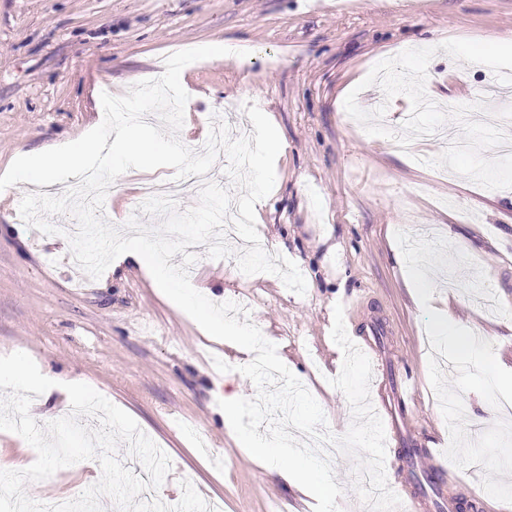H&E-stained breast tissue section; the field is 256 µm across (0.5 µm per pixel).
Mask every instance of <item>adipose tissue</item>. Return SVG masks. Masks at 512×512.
<instances>
[{
    "mask_svg": "<svg viewBox=\"0 0 512 512\" xmlns=\"http://www.w3.org/2000/svg\"><path fill=\"white\" fill-rule=\"evenodd\" d=\"M130 267L139 269L154 287L162 289L166 300L193 322L202 337L233 349L241 365L250 368L258 359L269 358L265 338L252 329L239 327L205 311L199 285L176 280L166 257L155 250L150 236L133 237L113 247L109 256L110 272ZM432 340L435 346L449 349L464 369L488 373V383L496 392L505 393L512 389V377L504 379L488 371V340L456 335L447 313H437L432 325Z\"/></svg>",
    "mask_w": 512,
    "mask_h": 512,
    "instance_id": "adipose-tissue-1",
    "label": "adipose tissue"
}]
</instances>
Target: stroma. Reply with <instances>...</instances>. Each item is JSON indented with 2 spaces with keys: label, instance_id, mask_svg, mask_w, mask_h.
<instances>
[{
  "label": "stroma",
  "instance_id": "35a3bbf8",
  "mask_svg": "<svg viewBox=\"0 0 512 512\" xmlns=\"http://www.w3.org/2000/svg\"><path fill=\"white\" fill-rule=\"evenodd\" d=\"M452 39L512 42V0H0V174L20 151L73 140L99 119L100 88L125 95L157 78L173 50L214 41L247 50L245 61L210 60L186 71L189 95L179 138L190 149L212 119L229 122L224 103L256 104L274 119L286 147L275 188L256 222L263 248L292 260L305 295L273 274L245 275L234 258L199 251L191 277L211 289L206 308L261 328L320 404L335 436L353 422L344 394L332 387L341 351L331 338L335 305L365 298L351 320L356 332L380 322L378 371L370 401L386 435L385 471L411 512L425 477L402 470L406 448H432L445 490L480 512H512V497L490 498L487 484H512V421L498 417L469 444L457 434L470 416L494 407L480 373L446 370L428 340L437 311L452 312L461 331L488 334L512 321V188L487 189L456 173L440 176L430 159L442 144L418 141L405 152L390 138L344 123V99L378 62L437 47L427 67L437 100L470 104L491 70L440 51ZM357 103L373 109L376 87ZM174 171L132 169L122 193L107 194L103 217L124 228L147 180ZM16 185L0 195V355L21 351L43 372L78 377L130 414L168 456L157 501L181 495L189 480L223 512H314L315 501L245 455L224 427L218 402L230 392L252 398L239 372L214 380L200 336L136 269L90 278L69 246L28 227L16 214ZM137 215V214H136ZM422 241L436 286L415 302L399 258L404 239ZM489 280L498 310L477 304L474 278ZM411 378L410 400L397 381ZM102 475L91 459L28 483L35 501L72 496Z\"/></svg>",
  "mask_w": 512,
  "mask_h": 512
}]
</instances>
